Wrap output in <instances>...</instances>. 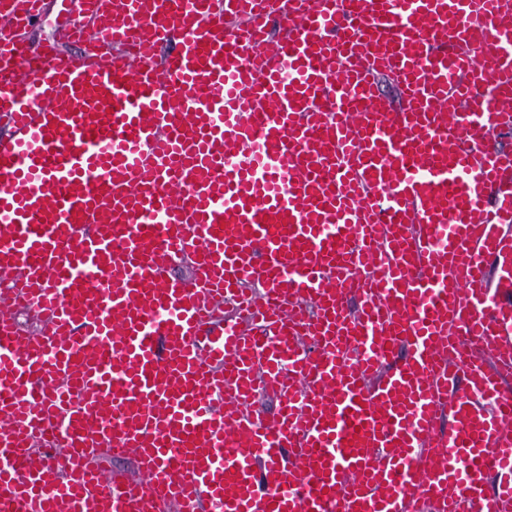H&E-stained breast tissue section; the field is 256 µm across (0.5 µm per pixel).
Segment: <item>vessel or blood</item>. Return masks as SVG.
<instances>
[{
	"label": "vessel or blood",
	"instance_id": "obj_1",
	"mask_svg": "<svg viewBox=\"0 0 512 512\" xmlns=\"http://www.w3.org/2000/svg\"><path fill=\"white\" fill-rule=\"evenodd\" d=\"M71 2L0 0V506L512 512V0ZM47 14L42 23L35 29L26 33V40L38 42L53 37L58 29V24L63 20L65 13L61 11L69 0H48Z\"/></svg>",
	"mask_w": 512,
	"mask_h": 512
}]
</instances>
